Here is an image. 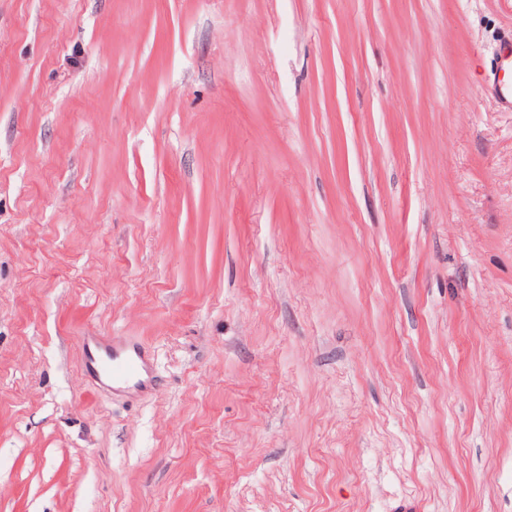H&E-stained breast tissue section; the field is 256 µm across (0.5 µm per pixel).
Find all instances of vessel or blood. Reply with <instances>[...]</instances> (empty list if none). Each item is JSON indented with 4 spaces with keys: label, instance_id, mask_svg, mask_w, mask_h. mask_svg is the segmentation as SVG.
Segmentation results:
<instances>
[{
    "label": "vessel or blood",
    "instance_id": "b4317fda",
    "mask_svg": "<svg viewBox=\"0 0 512 512\" xmlns=\"http://www.w3.org/2000/svg\"><path fill=\"white\" fill-rule=\"evenodd\" d=\"M494 91L501 104L512 109V44L499 54ZM87 370L94 381L105 380L115 386L146 381L150 365L133 342L116 336H91L87 339Z\"/></svg>",
    "mask_w": 512,
    "mask_h": 512
}]
</instances>
